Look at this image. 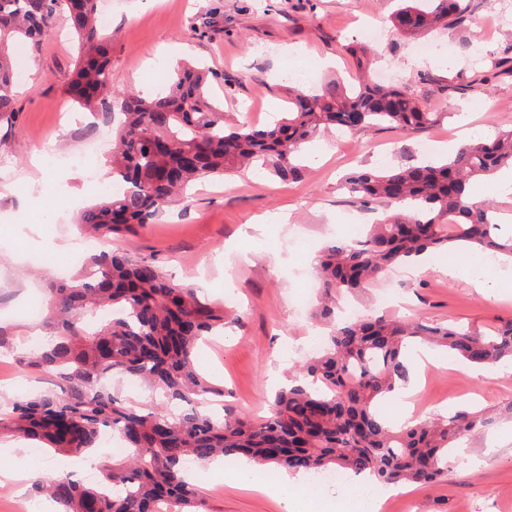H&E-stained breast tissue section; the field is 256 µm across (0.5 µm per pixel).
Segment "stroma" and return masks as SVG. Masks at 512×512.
Here are the masks:
<instances>
[{
    "label": "stroma",
    "instance_id": "obj_1",
    "mask_svg": "<svg viewBox=\"0 0 512 512\" xmlns=\"http://www.w3.org/2000/svg\"><path fill=\"white\" fill-rule=\"evenodd\" d=\"M211 2L108 0L113 87L140 90L153 85L155 75L198 62L221 73L212 91L225 111L264 126L279 119L295 67L314 65L325 80L349 77L358 72L351 50L365 45L377 56L376 70L442 115L412 135L387 126L325 133L312 142L294 182H280L266 169L238 170L197 186L146 228L94 240L97 251L154 258L202 298L224 305V333L201 347L197 364L223 382L225 406L254 420L270 412L276 374H288L310 356L318 290L302 287L315 275L306 256L364 232L359 206L339 188L342 175L359 164L382 170L399 165L424 141L429 156L442 158L464 137L512 125V10L496 14L493 0H468L464 22L430 36L434 50L422 56L417 39L389 31L398 0H221L216 32L193 36L192 24ZM368 25L381 28L380 40L363 37ZM76 53L73 40L51 31L39 47L25 41L14 55L25 72L13 88L19 121L0 135V328L13 336L33 335L19 312L46 299L49 266L40 255L56 253L58 266L77 272L70 248L84 233L74 218L98 199L82 170L54 171L41 159L46 145L75 151L80 140L74 129L93 120L64 92ZM462 115L467 124L459 123ZM451 260L461 271L454 280L440 272ZM473 260L461 249L451 258H431L428 272H407L393 315L420 313L480 333L512 319V266L498 262L475 272ZM477 280L485 293L474 288ZM430 357L412 367L420 411L481 410L491 422L459 442L448 458L447 481L389 496L381 512H512V422L498 417L512 403V367L477 380L445 351L431 349ZM9 444L0 440V456L21 480L0 483V512L20 505L58 512L34 488L44 473L72 471L88 485L97 479L74 470L70 456L25 449L12 457ZM240 468L239 459L225 458L222 476L199 482L207 512H284L279 470L252 469L251 478L265 486L254 492L236 480Z\"/></svg>",
    "mask_w": 512,
    "mask_h": 512
}]
</instances>
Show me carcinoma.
Instances as JSON below:
<instances>
[{"mask_svg":"<svg viewBox=\"0 0 512 512\" xmlns=\"http://www.w3.org/2000/svg\"><path fill=\"white\" fill-rule=\"evenodd\" d=\"M464 0H400L391 17L401 35L425 36L458 25ZM211 8L194 34L214 31ZM78 42L71 100L124 119L112 135V180L126 186L85 209L77 223L93 233L122 235L156 222L180 191L227 171L259 165L280 179L296 177L306 145L328 130L361 131L388 125L414 134L435 123L418 99L368 79L346 87L331 79L288 89L286 117L264 127L236 122L208 91L214 71L182 67L150 96L112 88L109 48L98 24V0H0V128L11 130L18 109L12 92L9 43L38 46L58 16ZM512 167V126L488 140L461 143L446 160L411 159L389 171L356 168L342 190L367 211L390 215L350 243L328 245L316 267L315 316L333 323L318 353L271 401L257 422L203 406L224 389L198 373L200 340L224 329V305L165 274L151 258L99 251L80 272L50 277L42 346L18 351L23 370L55 388L0 402V438L38 440L58 453L82 456L104 432L125 439L123 457L100 455L102 482L88 487L70 474L49 472L36 488L64 512H202L204 501L185 463L240 455L259 465L314 473L368 471L384 484L431 486L448 474V448L488 423L479 411L392 427L376 404L409 382L405 351L423 341L481 367L512 365V321L487 335L422 316L360 315L336 322V302L368 287L389 268L419 256L467 248L512 260V225L490 201H472V183ZM104 310L116 315L85 325ZM135 380L162 397L155 408L129 404L112 379Z\"/></svg>","mask_w":512,"mask_h":512,"instance_id":"carcinoma-1","label":"carcinoma"}]
</instances>
